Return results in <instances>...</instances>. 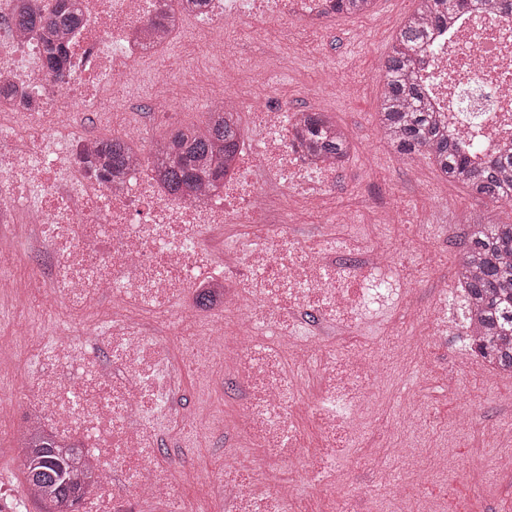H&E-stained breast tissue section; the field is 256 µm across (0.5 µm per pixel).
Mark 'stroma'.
<instances>
[{
  "label": "stroma",
  "mask_w": 512,
  "mask_h": 512,
  "mask_svg": "<svg viewBox=\"0 0 512 512\" xmlns=\"http://www.w3.org/2000/svg\"><path fill=\"white\" fill-rule=\"evenodd\" d=\"M418 6V0H374L370 12L339 15L326 21L316 40L319 53L308 57L306 32H298L284 44L289 55L302 58L298 75L285 84L280 98L289 105L307 110L318 107L316 92L327 82L336 84V103L328 109L336 123L348 134L352 152L343 170L342 181L329 195V207L344 209L351 205L369 206L371 202H397L400 213L390 225V236L404 245L398 256L400 271L409 278L407 286L419 305L443 308L441 319L447 335H456L463 317L464 304L454 296H436L433 282L447 278L449 288L457 286L459 261L470 233L464 217L479 214L483 222H512V207L476 199L459 183L445 185L447 206H438L427 192L428 185L441 182L437 168L422 157L412 159L409 167L393 165L394 153L379 139L377 112L382 93L378 73L381 60L390 51L393 38L404 19ZM125 110L131 117L162 137L171 130L200 124L204 118L198 108L163 109L146 97L130 96ZM442 183V182H441ZM441 221L442 228L426 241L410 237L412 224ZM419 391L425 398L420 428L422 451H431L435 439L460 412L470 411L477 430L460 435L455 450L466 469L447 481H428L400 488L406 498L441 499L445 512H502L512 506V472L498 475L493 496H483L479 484L489 468L490 457L511 453L512 440L481 441L479 429L512 418V375L461 374L454 364V351L433 347L424 365L406 370L397 380L390 406L377 418L374 436H383L391 428L394 409L408 393ZM352 496H366L378 512H396L389 499L387 480L397 474L400 464L392 457L362 455L346 461Z\"/></svg>",
  "instance_id": "stroma-1"
}]
</instances>
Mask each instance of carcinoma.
I'll return each mask as SVG.
<instances>
[{"label":"carcinoma","instance_id":"cac0c4a2","mask_svg":"<svg viewBox=\"0 0 512 512\" xmlns=\"http://www.w3.org/2000/svg\"><path fill=\"white\" fill-rule=\"evenodd\" d=\"M482 0H418V7L400 25L391 51L381 63L383 92L378 126L385 144L394 152L431 161L450 182L465 185L478 199L512 203V154L492 156L481 165L471 163L469 147L448 136L435 113L427 107L416 82L417 49L430 23L446 24L460 11ZM80 24L71 0H41L32 12L18 17L22 29L37 34L42 68L62 81L75 68L71 50ZM303 145L308 151L338 161L349 158L351 143L325 112H304ZM242 137L238 113L207 112L197 126L180 128L167 138L156 156V166L173 192L184 186L207 185L224 178ZM99 153L109 174H120L128 152L117 137L100 141ZM472 232L459 263L460 287L469 301L467 327L490 353L499 372L512 373V224H485L469 218ZM23 483L35 491L42 512H78L90 474L81 467L77 452L39 436L21 446Z\"/></svg>","mask_w":512,"mask_h":512}]
</instances>
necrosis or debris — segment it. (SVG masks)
I'll use <instances>...</instances> for the list:
<instances>
[{
    "label": "necrosis or debris",
    "mask_w": 512,
    "mask_h": 512,
    "mask_svg": "<svg viewBox=\"0 0 512 512\" xmlns=\"http://www.w3.org/2000/svg\"><path fill=\"white\" fill-rule=\"evenodd\" d=\"M24 3L0 0V86L12 89L0 96V294L16 296L0 305L10 324L0 346L26 357L24 380L0 377V437L12 448L39 435L79 444L93 478L83 512H308L312 501L324 512L325 492L349 489L341 461L363 447L395 374L441 340L427 316L400 344L366 340L367 315L408 295L377 231L398 210L328 209L336 162L307 157L299 113L276 99L293 72L280 45L334 16L336 0H212L201 18L188 4L171 13L167 0H77L80 64L58 85L38 66L35 33L16 26ZM257 20L266 50L240 51ZM160 51L174 56L149 88L160 105H190L180 90L213 56L225 75L258 84L249 102L230 86L203 102L249 118L218 186L170 193L153 165L160 141L112 119ZM418 70L450 133L485 157L512 147L511 9L464 11L436 49H421ZM104 125L132 156L106 181L85 164ZM301 210L318 218L316 234L297 232ZM236 224L257 233L229 231L214 246L213 231ZM36 254L44 264L16 279L14 265ZM187 370L199 391L184 408ZM226 371L244 393L242 425L218 471L196 470L212 493L188 508L181 459L223 434L214 395ZM421 402H405L384 447L402 464L390 487L460 466L452 446L415 451ZM304 404L314 443L297 420Z\"/></svg>",
    "instance_id": "1"
}]
</instances>
